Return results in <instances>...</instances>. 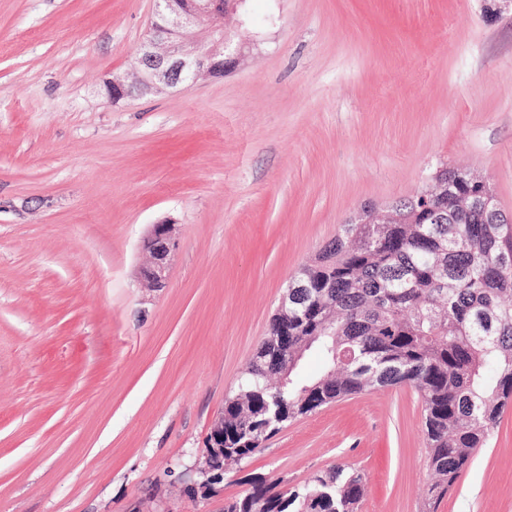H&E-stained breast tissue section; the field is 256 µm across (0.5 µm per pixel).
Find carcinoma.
<instances>
[{
	"label": "carcinoma",
	"mask_w": 512,
	"mask_h": 512,
	"mask_svg": "<svg viewBox=\"0 0 512 512\" xmlns=\"http://www.w3.org/2000/svg\"><path fill=\"white\" fill-rule=\"evenodd\" d=\"M439 183L392 205L394 224L371 215L342 225L302 268L255 349L236 393L224 401V462L258 452L282 424L347 396L402 384L424 399V433L437 503L487 443L512 401V219L461 210L489 197L466 169L441 162ZM308 352L324 372L300 374ZM288 365V382L269 378ZM363 475L332 466L288 491L257 478L224 512H357Z\"/></svg>",
	"instance_id": "cac0c4a2"
}]
</instances>
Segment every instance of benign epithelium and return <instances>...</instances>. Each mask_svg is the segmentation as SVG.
Segmentation results:
<instances>
[{
	"label": "benign epithelium",
	"mask_w": 512,
	"mask_h": 512,
	"mask_svg": "<svg viewBox=\"0 0 512 512\" xmlns=\"http://www.w3.org/2000/svg\"><path fill=\"white\" fill-rule=\"evenodd\" d=\"M155 19L138 51L140 78L129 84L114 76L107 82L112 101L131 98L146 91L167 88L188 89L198 79L221 74L236 63V57L226 54L231 42L224 33V15L235 10L238 0H155ZM203 27L209 41L198 44L189 41L188 33ZM145 246L153 262L147 276L156 284L165 280L167 260L176 247L175 227L170 223L153 225ZM208 452L199 484L202 494L211 492L224 473V416L212 423L206 437Z\"/></svg>",
	"instance_id": "benign-epithelium-1"
}]
</instances>
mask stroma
Masks as SVG:
<instances>
[{
	"mask_svg": "<svg viewBox=\"0 0 512 512\" xmlns=\"http://www.w3.org/2000/svg\"><path fill=\"white\" fill-rule=\"evenodd\" d=\"M154 0H0V512H224L339 463L423 512V397L298 418L196 496L206 437L290 279L438 162L512 214V6L240 0L235 68L112 102ZM176 226L165 287L152 225ZM437 512H512V405Z\"/></svg>",
	"mask_w": 512,
	"mask_h": 512,
	"instance_id": "stroma-1",
	"label": "stroma"
}]
</instances>
